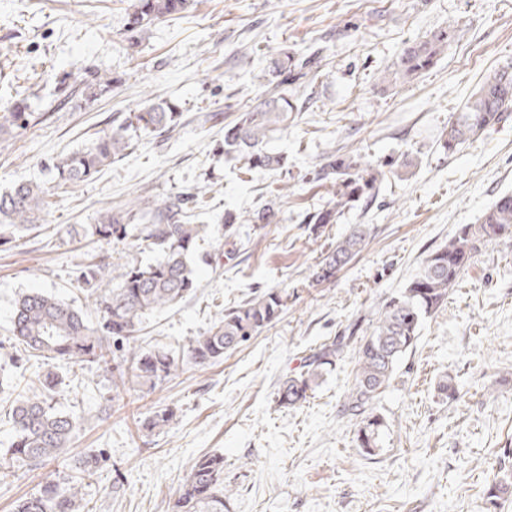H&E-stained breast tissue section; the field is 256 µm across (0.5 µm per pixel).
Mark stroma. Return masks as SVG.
I'll return each instance as SVG.
<instances>
[{"label": "stroma", "instance_id": "obj_1", "mask_svg": "<svg viewBox=\"0 0 512 512\" xmlns=\"http://www.w3.org/2000/svg\"><path fill=\"white\" fill-rule=\"evenodd\" d=\"M132 0H0V113L27 99L32 126L0 129V192L43 178V164L89 145L147 100H172L174 131L139 139L91 182L60 193L37 232L0 245V377L28 393L31 371L14 366L13 305L25 291L80 299L73 271L92 250L106 263L152 262L153 252L70 237L131 198L204 197L198 288L179 306L153 312L147 344L169 347L209 329L225 309L268 288L288 291L281 315L223 361L185 366L139 404L115 400L112 376L95 364L53 367L60 409L79 421L65 457L0 476V512L52 480L67 484L80 458L106 460L83 490L86 512H167L199 456L224 457L229 512H512V492L489 503L494 479L512 473V244L482 246L446 304L425 318L376 403L382 446L365 455L341 405L355 375L344 357L301 406L281 408L275 391L321 344L368 329L378 307L405 288L426 256L464 224L478 223L512 191V118L448 154L439 144L491 71L512 62V0H192L128 38ZM456 30L436 64L414 81L385 76L406 42ZM317 55L315 78L288 93L303 101L272 148L285 168L247 176L217 146L236 110L273 88L263 71L281 52ZM114 80L97 100L63 102L57 82L89 73ZM401 164L377 196L330 224L307 214L332 207L334 190L315 174L329 154ZM278 223H253L264 207ZM239 217L234 252L217 227ZM356 224L370 235L334 280L312 284L322 255ZM451 376L456 394L439 395ZM169 405L170 429L143 438L138 407Z\"/></svg>", "mask_w": 512, "mask_h": 512}]
</instances>
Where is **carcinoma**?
<instances>
[{
	"label": "carcinoma",
	"mask_w": 512,
	"mask_h": 512,
	"mask_svg": "<svg viewBox=\"0 0 512 512\" xmlns=\"http://www.w3.org/2000/svg\"><path fill=\"white\" fill-rule=\"evenodd\" d=\"M187 0H134L126 15L130 37L161 18L186 10ZM457 37L446 29L406 45L388 73L392 82L408 83L432 68ZM300 62L283 54L271 58L268 74L279 85L290 82ZM113 80L92 72L78 89L86 100H96L110 90ZM298 111L288 93L280 91L263 102L238 111L224 126L222 152L250 172L282 168L284 158L267 149L272 133L288 127V114ZM179 106L167 100L150 102L130 112L116 126L102 131L89 148L78 149L45 162L47 182H20L0 193V240L22 237L36 229L48 213L58 191L94 179L112 160L125 154L134 134L174 130L182 118ZM512 116V63L490 73L444 130L440 144L449 153L474 140ZM32 113L27 100H17L8 109L4 123L25 128ZM324 179H333L336 203L315 214L311 222L330 224L337 214L363 194L377 189L382 172L359 158H332L321 168ZM199 195L187 193L174 200L155 201L149 206L123 205L106 211L100 221L75 230L91 241L114 244L136 242L156 253L153 262L128 264L116 276L114 286L106 281L107 264L81 263L75 281L82 288L86 305L81 309L55 295L30 291L16 301L11 331L20 348V360L52 359L103 365L112 372L115 397L144 392L174 376L184 366L205 367L224 359V353L249 341L276 320L288 302V294L268 288L259 295L224 310V315L206 332L189 339L175 351L143 346L140 332L148 315L175 306L196 288V241L200 226L191 223V211ZM367 229L359 224L317 263L312 282L336 278L366 245ZM506 238L512 242V193L500 195L478 224H464L448 243L431 252L419 276L405 291L392 296L376 311L370 331L354 340L356 371L347 392L342 414L358 422L357 440L366 455L380 448L383 418L374 413L379 395L390 385L400 360L416 345L422 321L438 310L487 241ZM349 341L344 336L306 358L300 370L288 376L277 392V404L294 407L307 400L324 376L342 360ZM38 392L13 400L14 437L0 453V472L8 476L18 468H37L56 460L71 446L75 428L72 414L56 407L61 384L52 369L36 372ZM176 420L170 406L154 407L139 419L140 430L150 436L167 430ZM103 453L88 454L80 462L79 476L65 486L47 482L18 505L17 512H81L82 489L97 475ZM230 490L224 487V457H199L185 478L171 512H228Z\"/></svg>",
	"instance_id": "obj_1"
}]
</instances>
